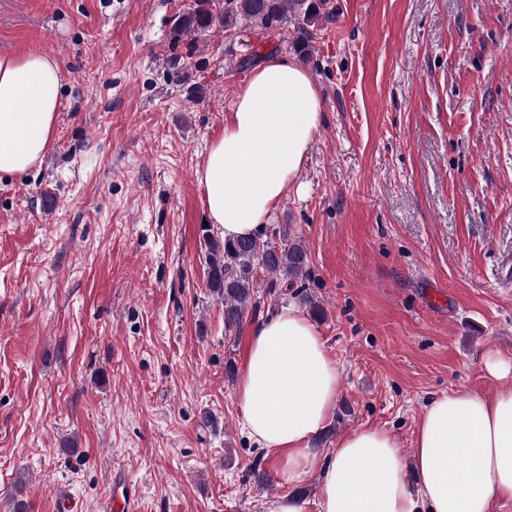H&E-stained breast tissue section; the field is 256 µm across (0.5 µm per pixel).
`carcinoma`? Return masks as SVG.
Here are the masks:
<instances>
[{
	"label": "carcinoma",
	"mask_w": 512,
	"mask_h": 512,
	"mask_svg": "<svg viewBox=\"0 0 512 512\" xmlns=\"http://www.w3.org/2000/svg\"><path fill=\"white\" fill-rule=\"evenodd\" d=\"M317 13L311 0H195L194 8L177 18V25L186 31H206L215 25L231 30L242 20L249 29L271 30L289 17L305 21ZM270 235L269 239H207V286L224 302L228 332L240 329L248 309L258 308L254 297L258 284L275 295L308 275L309 257L301 241L282 225L272 228Z\"/></svg>",
	"instance_id": "cac0c4a2"
}]
</instances>
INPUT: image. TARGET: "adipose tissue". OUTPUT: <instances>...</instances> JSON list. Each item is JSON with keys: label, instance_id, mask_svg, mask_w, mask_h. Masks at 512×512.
<instances>
[{"label": "adipose tissue", "instance_id": "1", "mask_svg": "<svg viewBox=\"0 0 512 512\" xmlns=\"http://www.w3.org/2000/svg\"><path fill=\"white\" fill-rule=\"evenodd\" d=\"M61 88L50 56L0 54V175L25 173L51 148ZM323 117L319 90L293 61L274 57L252 72L196 171L224 239L265 237ZM485 365L494 390L426 403L413 465L377 427L355 430L325 455L312 443L335 414L340 374L315 325L291 306L251 327L236 384L240 425L279 461L280 483L318 474L316 512H502L512 504V361L491 355Z\"/></svg>", "mask_w": 512, "mask_h": 512}]
</instances>
